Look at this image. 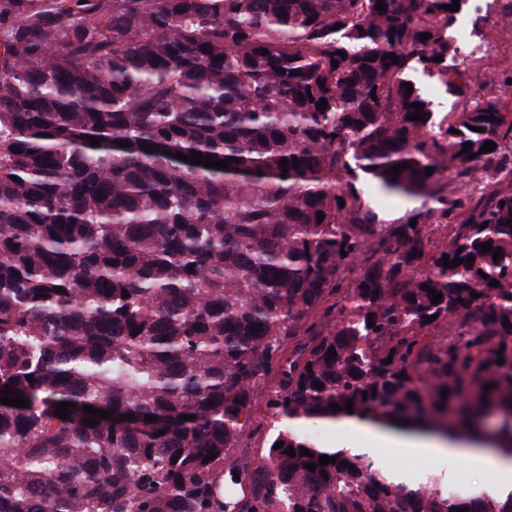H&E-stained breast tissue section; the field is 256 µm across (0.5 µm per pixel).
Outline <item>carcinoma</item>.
I'll list each match as a JSON object with an SVG mask.
<instances>
[{
    "label": "carcinoma",
    "mask_w": 512,
    "mask_h": 512,
    "mask_svg": "<svg viewBox=\"0 0 512 512\" xmlns=\"http://www.w3.org/2000/svg\"><path fill=\"white\" fill-rule=\"evenodd\" d=\"M451 4L0 0V391L28 399L0 403V512H512L304 431L352 415L512 458V117L467 94ZM419 70L463 109L407 93ZM367 185L422 206L385 224ZM261 400L290 426L252 459Z\"/></svg>",
    "instance_id": "obj_1"
}]
</instances>
